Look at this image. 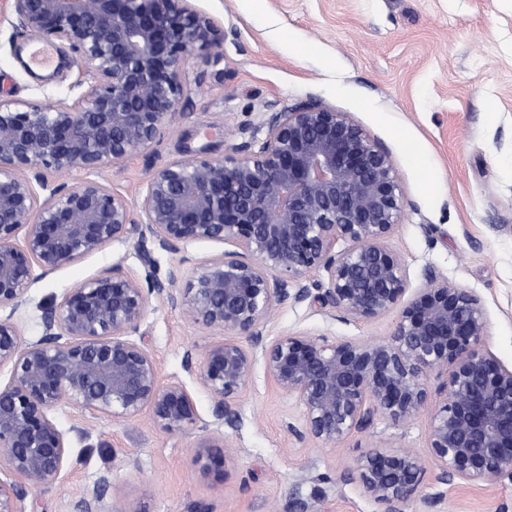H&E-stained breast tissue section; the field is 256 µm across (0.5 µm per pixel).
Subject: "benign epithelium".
Instances as JSON below:
<instances>
[{"mask_svg":"<svg viewBox=\"0 0 512 512\" xmlns=\"http://www.w3.org/2000/svg\"><path fill=\"white\" fill-rule=\"evenodd\" d=\"M8 2L18 36L60 44L86 80L73 99L0 101V312L8 311L0 370L9 373L0 383V512H28L21 485L40 488L64 473L60 406L117 421L147 411L167 431L197 424L186 386L160 380L139 334L154 296L190 323L247 337V347L211 343L196 372L222 424H240L236 401L259 360L302 409L301 428L291 430L333 449L378 416L412 422L434 393L427 443L437 480L512 481V367L482 346L488 319L476 294L429 274L404 300L407 268L386 247L403 193L384 149L345 113L303 104L266 113L235 159L192 156L156 169L135 206L96 179L52 184L49 173L91 175L147 148L185 109L187 56L223 61L224 33L191 0ZM123 239L151 270L156 253L177 256L166 278L118 266L79 283L42 308V335L25 341L16 314L32 284ZM201 241L233 250L199 263L181 288V252ZM320 271L326 280L310 282ZM309 298L353 320L401 311L382 342L303 332L266 341L270 314ZM193 450L207 471L231 455L218 430ZM425 472L417 453L393 446L352 468L380 512H402L411 500L433 507ZM107 483L79 512H125L104 500Z\"/></svg>","mask_w":512,"mask_h":512,"instance_id":"1","label":"benign epithelium"}]
</instances>
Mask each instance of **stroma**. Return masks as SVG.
I'll return each instance as SVG.
<instances>
[{"label":"stroma","instance_id":"35a3bbf8","mask_svg":"<svg viewBox=\"0 0 512 512\" xmlns=\"http://www.w3.org/2000/svg\"><path fill=\"white\" fill-rule=\"evenodd\" d=\"M225 31L224 59L191 53L184 66L188 106L155 141L98 175L138 203L156 169L198 155L232 156L242 129L263 113L312 103L346 113L392 158L404 198L387 246L406 265L411 289L427 274L472 291L484 304L486 347L512 364V0H192ZM0 0V97L44 103L77 96L81 70L58 56L49 74L30 69L22 39ZM144 276L129 241L111 245L35 282L18 313L26 340L42 334V306L76 284L111 275L115 265ZM398 314L359 321L310 301L276 309L268 338L304 331L363 343L388 339ZM141 331L162 381H182L199 424L163 430L150 414L128 422L56 412L71 444L55 483L25 488L35 512H75L100 478L128 512H377L348 473L367 451L395 446L428 456L429 413L401 425L378 418L341 448L298 439L299 406L256 365L237 401L241 424L225 429L235 452L223 480L202 471L191 452L215 427V401L184 368L201 362L221 331L185 320L153 300ZM427 465L422 491L433 512H512V482L460 487L437 483Z\"/></svg>","mask_w":512,"mask_h":512}]
</instances>
